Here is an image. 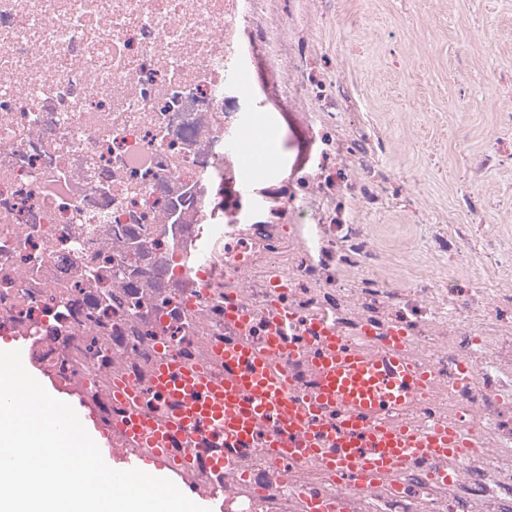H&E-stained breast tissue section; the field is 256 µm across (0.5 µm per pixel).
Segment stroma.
<instances>
[{"label": "stroma", "mask_w": 512, "mask_h": 512, "mask_svg": "<svg viewBox=\"0 0 512 512\" xmlns=\"http://www.w3.org/2000/svg\"><path fill=\"white\" fill-rule=\"evenodd\" d=\"M308 36L323 48L319 68L350 78L362 109L393 139L386 166L395 191L414 190L444 219L457 195L482 190L492 207L484 232L512 236V160L486 177L476 171L498 142L512 143L497 117L512 90V0H335L312 16ZM251 60L264 109L283 116L269 157L304 162L311 143L295 105L267 79L265 48ZM369 225L376 246L400 255L404 274L422 266L424 255L409 247L411 213H374Z\"/></svg>", "instance_id": "1"}]
</instances>
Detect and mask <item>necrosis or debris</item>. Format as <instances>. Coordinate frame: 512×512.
<instances>
[{"label":"necrosis or debris","instance_id":"obj_1","mask_svg":"<svg viewBox=\"0 0 512 512\" xmlns=\"http://www.w3.org/2000/svg\"><path fill=\"white\" fill-rule=\"evenodd\" d=\"M253 0H0V332L10 317L45 324L44 308L74 297L77 272L97 253L125 258L124 233L142 226L158 257L178 258L166 205L171 186L223 191L224 208L193 196L202 223L224 244L197 261L196 286L175 303L200 326L177 334L169 316L145 335L130 312L113 311L97 345L119 377L139 388L159 353L204 362L212 343L245 334L269 341L273 310L289 311L282 362L296 371L317 353L319 321L336 335L385 347L401 338L430 369L434 402L406 419L429 428L463 424L472 443L463 457L470 481H434L437 458L404 467L370 492L313 465L264 452L230 453L223 474L205 465L184 471L199 492L224 486L226 512H470L483 497L490 512H512V271L501 258L512 241L476 234L488 208L483 194L457 200L449 226L418 196L389 191L390 139L360 112L346 78L316 68L318 54L297 21L324 0H294L295 14H263ZM277 56L268 76L289 98L311 107L315 166L293 179L251 178L240 144L258 121L242 104L252 48ZM398 209L421 215L417 251L482 254L484 278L459 289L427 265L411 279L391 274L393 255L376 249L368 214ZM220 313H213V306ZM80 367L64 378L77 395L96 388L103 366L81 337L62 345Z\"/></svg>","mask_w":512,"mask_h":512}]
</instances>
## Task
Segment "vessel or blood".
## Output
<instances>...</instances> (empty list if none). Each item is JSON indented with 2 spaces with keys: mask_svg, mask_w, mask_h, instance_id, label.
Here are the masks:
<instances>
[{
  "mask_svg": "<svg viewBox=\"0 0 512 512\" xmlns=\"http://www.w3.org/2000/svg\"><path fill=\"white\" fill-rule=\"evenodd\" d=\"M322 333V348L309 359L318 384L307 391L289 377L277 336L263 348L242 337L217 345L220 376L203 365L161 357L151 388L172 405L162 419L154 418L136 387L116 381L115 395L131 407L123 425L127 438L155 449V469L171 475L186 460L174 452V439L242 449L262 429L270 433L269 447L286 448L290 461H317L326 473L345 474L356 489L393 479L425 454L447 461L440 479L456 471L462 460L458 422L424 430L386 418L432 387L430 373L405 346L398 342L380 351L336 337L329 327Z\"/></svg>",
  "mask_w": 512,
  "mask_h": 512,
  "instance_id": "vessel-or-blood-1",
  "label": "vessel or blood"
}]
</instances>
